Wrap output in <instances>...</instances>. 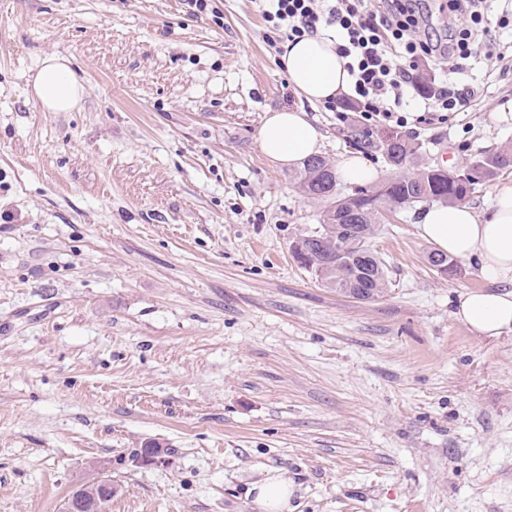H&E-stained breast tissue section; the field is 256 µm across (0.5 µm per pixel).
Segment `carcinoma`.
Segmentation results:
<instances>
[{
    "mask_svg": "<svg viewBox=\"0 0 512 512\" xmlns=\"http://www.w3.org/2000/svg\"><path fill=\"white\" fill-rule=\"evenodd\" d=\"M356 149L381 154L386 163L401 169L418 147L398 134L375 137L361 128L351 129ZM512 167V147L482 155L458 172L423 167L409 175L396 176L376 187H364L350 194L336 193L335 165L322 156L303 162L295 174L296 184L308 199L326 201L315 230L294 246L296 259L321 282L356 299H372L384 294L386 265L372 250L370 239L384 213L433 201L456 204L468 197L474 185L494 179Z\"/></svg>",
    "mask_w": 512,
    "mask_h": 512,
    "instance_id": "1",
    "label": "carcinoma"
}]
</instances>
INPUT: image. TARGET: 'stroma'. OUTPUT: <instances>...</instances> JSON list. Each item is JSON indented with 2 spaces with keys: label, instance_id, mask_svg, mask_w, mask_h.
Listing matches in <instances>:
<instances>
[{
  "label": "stroma",
  "instance_id": "1",
  "mask_svg": "<svg viewBox=\"0 0 512 512\" xmlns=\"http://www.w3.org/2000/svg\"><path fill=\"white\" fill-rule=\"evenodd\" d=\"M215 4L0 0V512H61L94 472L110 512H261L272 469L291 512H512V333L453 316L478 267L437 271L404 208L372 240L383 296L303 268L326 204L259 130L304 108L337 162L364 120L294 95L257 0ZM50 53L72 111L33 93ZM456 79L465 111L401 130L450 172L512 145V68ZM33 92L47 112H66L80 101L83 86L73 73L70 61L52 53L38 64ZM249 491L264 512H291L288 509L293 487L278 470L266 472Z\"/></svg>",
  "mask_w": 512,
  "mask_h": 512
}]
</instances>
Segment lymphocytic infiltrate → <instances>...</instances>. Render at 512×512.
Listing matches in <instances>:
<instances>
[{
	"mask_svg": "<svg viewBox=\"0 0 512 512\" xmlns=\"http://www.w3.org/2000/svg\"><path fill=\"white\" fill-rule=\"evenodd\" d=\"M423 0H265L264 17L276 39L315 35L326 28L336 33V50L346 61L352 100L365 121L382 120L402 128L404 98H421L430 120L443 112H462L474 90L442 81L430 87L417 72L419 62L459 61L481 53L499 56L493 28L512 22V0H505L500 16H493L490 0H448L452 25L447 35L430 33ZM468 15L461 27L455 19Z\"/></svg>",
	"mask_w": 512,
	"mask_h": 512,
	"instance_id": "1",
	"label": "lymphocytic infiltrate"
}]
</instances>
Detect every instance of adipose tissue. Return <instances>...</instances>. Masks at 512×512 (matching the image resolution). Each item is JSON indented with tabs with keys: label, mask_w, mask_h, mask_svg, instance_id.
Returning <instances> with one entry per match:
<instances>
[{
	"label": "adipose tissue",
	"mask_w": 512,
	"mask_h": 512,
	"mask_svg": "<svg viewBox=\"0 0 512 512\" xmlns=\"http://www.w3.org/2000/svg\"><path fill=\"white\" fill-rule=\"evenodd\" d=\"M280 63L295 94L309 103L331 101L348 91L345 61L328 36L285 41ZM33 92L46 111L66 112L80 101L83 86L69 60L52 53L37 67ZM259 144L272 162L292 166L319 153L322 134L306 111L283 108L268 113ZM417 230L441 252L478 263L487 283L484 289L460 293L455 318L487 338L512 332V186L499 189L490 214L483 218L465 203L430 204ZM250 492L263 512H288L293 487L279 471L271 470L252 484Z\"/></svg>",
	"instance_id": "ef3b65f1"
}]
</instances>
